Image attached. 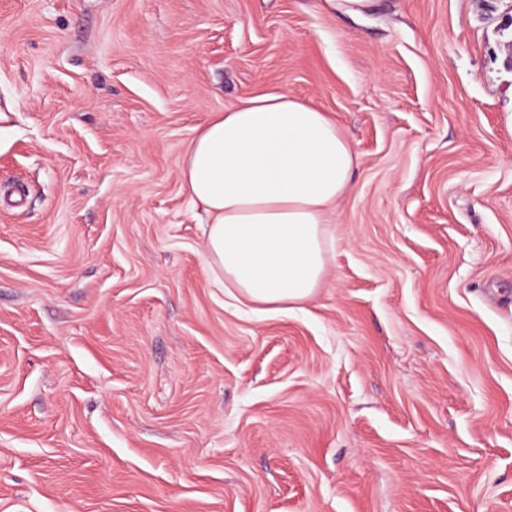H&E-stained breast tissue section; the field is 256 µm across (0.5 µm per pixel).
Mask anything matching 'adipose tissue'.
<instances>
[{
	"mask_svg": "<svg viewBox=\"0 0 512 512\" xmlns=\"http://www.w3.org/2000/svg\"><path fill=\"white\" fill-rule=\"evenodd\" d=\"M357 165L330 115L285 92L245 98L197 127L179 175L203 213L206 264L225 295L267 313L310 301Z\"/></svg>",
	"mask_w": 512,
	"mask_h": 512,
	"instance_id": "adipose-tissue-1",
	"label": "adipose tissue"
}]
</instances>
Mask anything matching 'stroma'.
I'll return each instance as SVG.
<instances>
[{
    "label": "stroma",
    "instance_id": "stroma-1",
    "mask_svg": "<svg viewBox=\"0 0 512 512\" xmlns=\"http://www.w3.org/2000/svg\"><path fill=\"white\" fill-rule=\"evenodd\" d=\"M512 0H0V512H512ZM286 92L358 156L237 308L181 187Z\"/></svg>",
    "mask_w": 512,
    "mask_h": 512
}]
</instances>
